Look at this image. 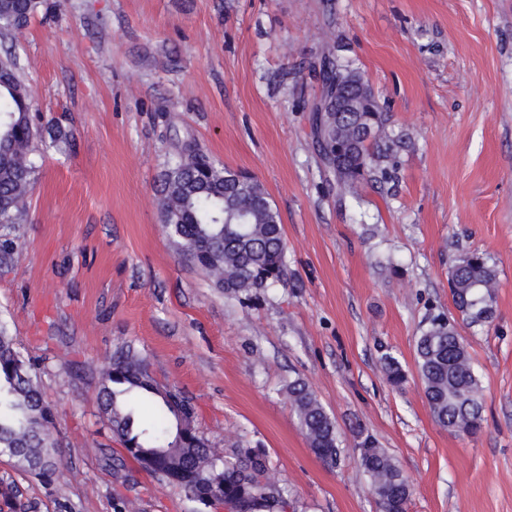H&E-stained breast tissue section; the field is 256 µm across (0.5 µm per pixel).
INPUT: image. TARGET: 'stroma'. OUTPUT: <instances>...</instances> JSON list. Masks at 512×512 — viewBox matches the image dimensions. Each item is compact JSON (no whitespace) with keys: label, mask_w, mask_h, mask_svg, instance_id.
<instances>
[{"label":"stroma","mask_w":512,"mask_h":512,"mask_svg":"<svg viewBox=\"0 0 512 512\" xmlns=\"http://www.w3.org/2000/svg\"><path fill=\"white\" fill-rule=\"evenodd\" d=\"M0 38L45 126L21 250L0 268V327L41 367L62 451L51 480L0 455L20 512H198L127 462L100 375L133 347L221 455L265 448L294 512H381L360 465L378 440L412 484L408 512H512V0H46ZM353 61L403 136L387 182L341 197L314 145L319 50ZM195 142L247 170L279 212L288 280L228 298L171 245L163 178ZM479 251L496 318L471 327L448 271ZM456 322L480 376L482 432L434 420L415 368L421 329ZM407 371L393 388L384 352ZM303 378L333 417L336 465L285 395Z\"/></svg>","instance_id":"stroma-1"}]
</instances>
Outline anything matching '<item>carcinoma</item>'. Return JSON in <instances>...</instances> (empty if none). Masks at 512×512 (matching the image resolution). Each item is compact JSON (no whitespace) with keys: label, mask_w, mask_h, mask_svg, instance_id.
Returning <instances> with one entry per match:
<instances>
[{"label":"carcinoma","mask_w":512,"mask_h":512,"mask_svg":"<svg viewBox=\"0 0 512 512\" xmlns=\"http://www.w3.org/2000/svg\"><path fill=\"white\" fill-rule=\"evenodd\" d=\"M44 0H0V33L27 25ZM322 86H334L350 100L351 110L328 106L314 120L322 160L336 157L329 168L336 188L359 198V187L389 177L393 139L385 135L388 118L365 84L361 72L339 61L332 50L320 56ZM40 126L31 114L29 90L16 58L0 57V226L13 228L27 217V198L34 185L36 162L31 146ZM160 207L170 242L183 258L204 273L227 296L266 291L285 283L287 246L280 215L262 182L254 175L216 166L188 143L177 153L164 178ZM17 237L0 235V266L17 252ZM497 274L477 252L460 255L450 271L453 302L469 326H488L495 315ZM388 381L407 379L392 355L382 357ZM416 371L434 420L456 434L481 430L480 379L457 326L437 315L416 341ZM39 367L25 358L0 328V449L36 475L50 479L61 460L53 436L54 412L41 398ZM299 426L312 452L324 463L339 459L336 422L302 378L286 386ZM147 365L132 348L112 357L99 384V398L113 435L132 459L154 458L150 473L198 495L224 487L227 512H286L283 488L270 475L262 448H237L221 456L193 424L181 416ZM357 448L382 512H407L411 485L397 461L370 436Z\"/></svg>","instance_id":"1"}]
</instances>
